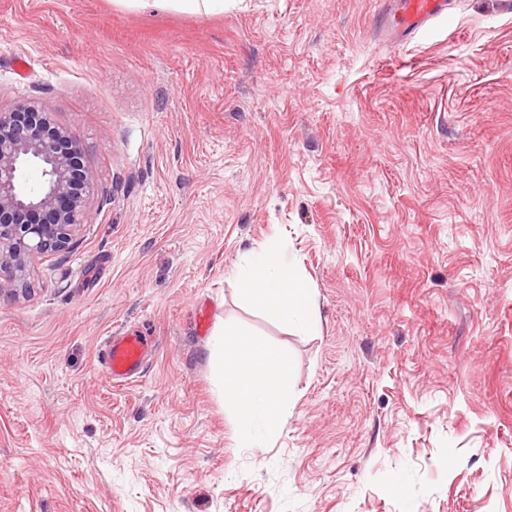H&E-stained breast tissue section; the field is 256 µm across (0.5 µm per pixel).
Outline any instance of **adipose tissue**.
Returning <instances> with one entry per match:
<instances>
[{"label": "adipose tissue", "mask_w": 512, "mask_h": 512, "mask_svg": "<svg viewBox=\"0 0 512 512\" xmlns=\"http://www.w3.org/2000/svg\"><path fill=\"white\" fill-rule=\"evenodd\" d=\"M235 276L242 299L270 321L302 335L321 332L315 289L277 245L247 253ZM211 358L237 435L250 442L277 433L296 397L287 361L223 321L213 331Z\"/></svg>", "instance_id": "obj_1"}]
</instances>
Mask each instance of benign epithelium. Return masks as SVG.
I'll return each mask as SVG.
<instances>
[{
  "label": "benign epithelium",
  "mask_w": 512,
  "mask_h": 512,
  "mask_svg": "<svg viewBox=\"0 0 512 512\" xmlns=\"http://www.w3.org/2000/svg\"><path fill=\"white\" fill-rule=\"evenodd\" d=\"M41 166L42 187L23 189L24 164ZM95 180L82 142L36 103L0 108V295L24 291L30 260L66 251L88 223Z\"/></svg>",
  "instance_id": "obj_1"
}]
</instances>
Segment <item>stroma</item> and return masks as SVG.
Segmentation results:
<instances>
[{
	"mask_svg": "<svg viewBox=\"0 0 512 512\" xmlns=\"http://www.w3.org/2000/svg\"><path fill=\"white\" fill-rule=\"evenodd\" d=\"M0 0V107L83 143L90 221L0 295V512H512V0ZM280 243L323 329L245 305ZM287 357L241 447L200 306ZM148 337L113 384L107 339ZM140 10L172 9L183 12L220 11L224 0H120ZM449 0H397L386 14L385 28L396 39H409L432 21L448 13Z\"/></svg>",
	"mask_w": 512,
	"mask_h": 512,
	"instance_id": "35a3bbf8",
	"label": "stroma"
}]
</instances>
